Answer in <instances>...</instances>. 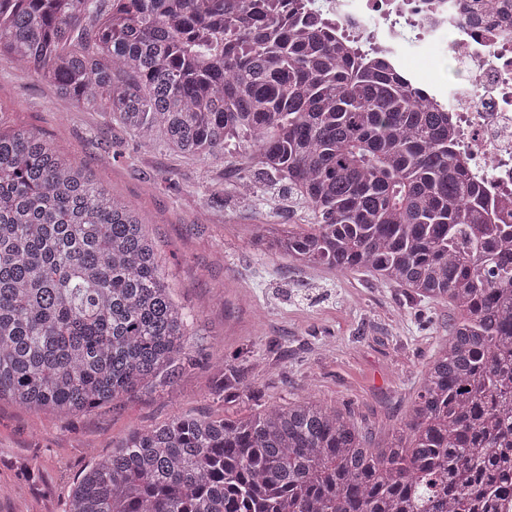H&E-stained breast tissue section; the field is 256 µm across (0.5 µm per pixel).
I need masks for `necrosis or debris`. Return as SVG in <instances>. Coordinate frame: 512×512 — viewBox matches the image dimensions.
Wrapping results in <instances>:
<instances>
[{"instance_id":"obj_1","label":"necrosis or debris","mask_w":512,"mask_h":512,"mask_svg":"<svg viewBox=\"0 0 512 512\" xmlns=\"http://www.w3.org/2000/svg\"><path fill=\"white\" fill-rule=\"evenodd\" d=\"M337 41L375 56L445 107L456 151L488 197L512 201V0L481 13L477 0H305ZM454 64L462 80L436 70Z\"/></svg>"}]
</instances>
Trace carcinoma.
Listing matches in <instances>:
<instances>
[{"label": "carcinoma", "instance_id": "obj_1", "mask_svg": "<svg viewBox=\"0 0 512 512\" xmlns=\"http://www.w3.org/2000/svg\"><path fill=\"white\" fill-rule=\"evenodd\" d=\"M0 63L120 121L140 148L187 156L234 140L239 191L282 183L312 222L251 243L364 271L461 311L385 448L303 399L245 418L176 415L134 431L66 512H489L512 449V223L463 169L448 113L349 55L303 0H0ZM147 220L33 132L0 128V400L63 417L190 360ZM216 367L226 401L249 392Z\"/></svg>", "mask_w": 512, "mask_h": 512}]
</instances>
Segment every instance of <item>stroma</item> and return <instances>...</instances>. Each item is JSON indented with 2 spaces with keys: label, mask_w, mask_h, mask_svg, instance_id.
<instances>
[{
  "label": "stroma",
  "mask_w": 512,
  "mask_h": 512,
  "mask_svg": "<svg viewBox=\"0 0 512 512\" xmlns=\"http://www.w3.org/2000/svg\"><path fill=\"white\" fill-rule=\"evenodd\" d=\"M0 127L39 130L148 220L176 301L194 317L195 364L166 387H144L68 419L0 401V512H65L83 473L134 430L173 416H243L309 398L347 412L371 446L400 427L456 312L362 272L262 254L251 225L306 224L307 203L276 186L240 198L248 153L147 152L99 112H81L29 71L0 64ZM247 362L249 395L216 392L213 366Z\"/></svg>",
  "instance_id": "35a3bbf8"
}]
</instances>
